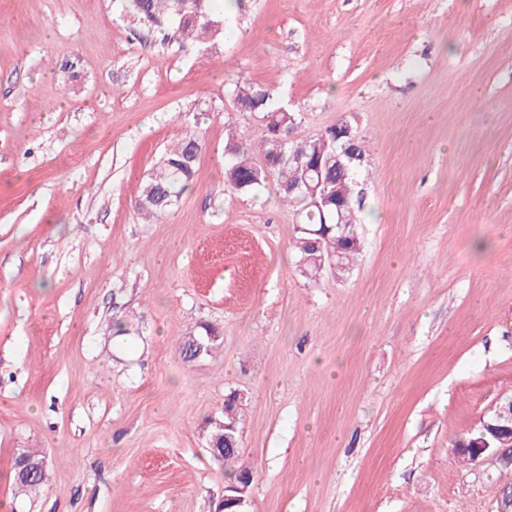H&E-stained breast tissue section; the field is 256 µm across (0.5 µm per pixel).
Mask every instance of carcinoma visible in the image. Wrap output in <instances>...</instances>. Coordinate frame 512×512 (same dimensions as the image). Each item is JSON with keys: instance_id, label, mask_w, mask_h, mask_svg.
I'll return each mask as SVG.
<instances>
[{"instance_id": "1", "label": "carcinoma", "mask_w": 512, "mask_h": 512, "mask_svg": "<svg viewBox=\"0 0 512 512\" xmlns=\"http://www.w3.org/2000/svg\"><path fill=\"white\" fill-rule=\"evenodd\" d=\"M128 8L139 22L150 30L164 33V39L174 40L179 47H191L224 36V15L213 6L214 0H127ZM230 93L237 108L242 112H258L265 121V133L258 141L233 130H228L224 140L225 184L237 192L249 193L275 176L280 201L300 213L301 224H320V214L310 215V198L301 191L288 192L285 182L302 183L304 169L288 163L297 156L308 160L322 156L325 184L322 189L333 196L349 201L356 197L355 172L346 175L336 173V155L353 152L360 157L365 150L359 141H336L333 129L301 142L291 140L296 124V113L278 103L276 91L245 79L232 84ZM199 138L187 133L169 147L161 161L160 172L150 174L144 181L136 199L137 211L146 219H158L165 215L189 187L196 173L195 153L201 151ZM355 207L345 210L341 229H336V213L327 215L326 231L322 236H312L303 231L296 238L295 248L300 255V272L311 279L322 273L332 256L340 262L338 271L346 275L360 253V241L352 224Z\"/></svg>"}]
</instances>
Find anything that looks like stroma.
Masks as SVG:
<instances>
[{
    "label": "stroma",
    "instance_id": "35a3bbf8",
    "mask_svg": "<svg viewBox=\"0 0 512 512\" xmlns=\"http://www.w3.org/2000/svg\"><path fill=\"white\" fill-rule=\"evenodd\" d=\"M224 18L182 50L124 0H0V505L215 512L206 426L232 396L242 512H496L512 476L455 443L512 393V0ZM240 78L278 91L294 140L362 141L348 276L301 275L275 181L225 185L226 126L264 133ZM188 132L193 183L143 219L142 180ZM204 324L218 346L185 360ZM27 448L49 476L32 495L9 478Z\"/></svg>",
    "mask_w": 512,
    "mask_h": 512
}]
</instances>
